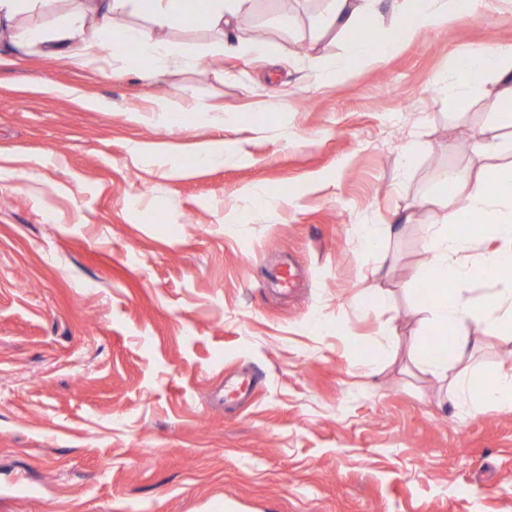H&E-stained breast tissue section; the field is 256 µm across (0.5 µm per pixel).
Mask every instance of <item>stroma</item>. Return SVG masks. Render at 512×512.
<instances>
[{
	"label": "stroma",
	"mask_w": 512,
	"mask_h": 512,
	"mask_svg": "<svg viewBox=\"0 0 512 512\" xmlns=\"http://www.w3.org/2000/svg\"><path fill=\"white\" fill-rule=\"evenodd\" d=\"M325 7L257 0L264 56L172 32L202 61L152 78L113 77L117 59L0 65V512H512V410L440 403L410 353L424 212L449 170L498 161L472 147L494 76L457 109L435 78L512 48V0L328 84L312 72L345 38L315 32ZM217 141L232 157L195 165ZM397 211L403 232L365 251L360 226ZM468 332L475 365L512 370L511 338ZM387 335L395 355L364 367L357 347ZM242 371L251 395L225 403Z\"/></svg>",
	"instance_id": "obj_1"
}]
</instances>
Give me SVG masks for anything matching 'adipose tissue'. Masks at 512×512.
<instances>
[{"label":"adipose tissue","mask_w":512,"mask_h":512,"mask_svg":"<svg viewBox=\"0 0 512 512\" xmlns=\"http://www.w3.org/2000/svg\"><path fill=\"white\" fill-rule=\"evenodd\" d=\"M47 0H0V31L19 51L35 50L61 57L83 68L114 54L116 46L132 44L153 73L198 65V57L186 53L167 31L203 28L232 40L240 19L250 13L254 0H71L55 21L53 30L36 23ZM478 0H326L317 26L334 29L347 38L339 61L316 70L315 77L329 82L356 64L377 58L397 48L422 28L439 22H457L475 16ZM129 13L144 16V23H128ZM389 15L391 28L380 41L363 37L382 15ZM496 75V97L501 110L475 135L477 154L512 156V141L504 142L499 131L512 127V52L474 49L459 57L451 79L457 87L449 95V108L461 106L468 92L483 84L485 75ZM447 215L428 211L423 219L431 256L418 270L435 291L424 302L426 329L435 340L434 349L415 342L414 362L420 371L447 385L454 400L467 414L484 406L512 409V372L481 373L462 368L471 350L465 327L473 315L491 323L497 333L512 334V283L497 289L480 309H473L465 287L476 279L496 281L503 267L512 264V166H486L478 178L457 171L448 180ZM477 223L478 233L466 224ZM503 241V249L472 260L477 237Z\"/></svg>","instance_id":"obj_1"}]
</instances>
